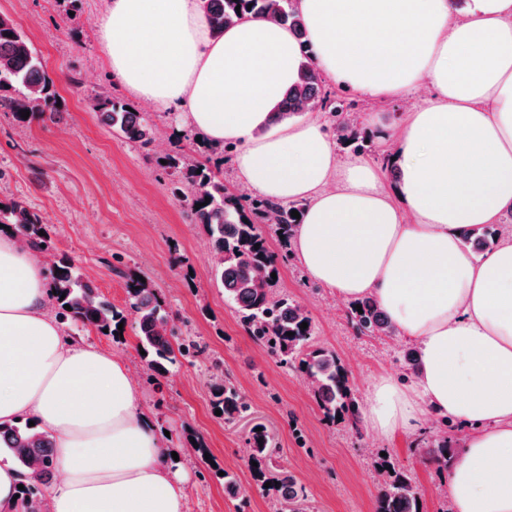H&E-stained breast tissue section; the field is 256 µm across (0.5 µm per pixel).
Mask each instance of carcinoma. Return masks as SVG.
<instances>
[{"label": "carcinoma", "instance_id": "obj_1", "mask_svg": "<svg viewBox=\"0 0 512 512\" xmlns=\"http://www.w3.org/2000/svg\"><path fill=\"white\" fill-rule=\"evenodd\" d=\"M202 7L212 29L218 33L247 17L266 16L288 27L296 38L307 35L305 22L296 0H202ZM58 93L48 76L36 48L28 36L5 14H0V108L12 112L22 125L27 121L21 112L30 111L29 119L56 111ZM305 106H317L336 116L343 105L323 91L316 63L302 53L298 74L283 101L275 108L277 119L293 117ZM94 110L125 140L147 148L154 144L157 130L145 113L100 93L94 97ZM164 168L177 177L173 193L179 197L192 221L200 224L210 238L214 255V279L224 288V297L234 304L246 332L255 341L279 357L285 366H296L309 380L316 404L328 422L341 421L350 428L357 426L360 398L349 374L336 353L313 342V328H300L311 323L305 309L288 294L276 288L271 274L278 272L276 259L258 220L267 213L277 214L272 225L274 235L282 243L290 240L300 220L291 216L303 212L300 203L288 207L268 199L240 195L224 185V181L201 159L178 147L165 154ZM202 207H197V204ZM0 224L13 229L26 246L46 254L51 249L50 236L40 213L22 200L11 199L0 208ZM498 231L489 224L463 233V243L481 252L496 241ZM52 307L61 321L92 327L98 333L113 336L125 322V311L107 301L91 282L77 270L73 261L53 256L49 269ZM129 309L135 315L139 347L146 370L154 379L164 378L177 357H196L202 353L198 341L181 339L165 307L163 299L148 283L133 279L127 283ZM362 311H357L356 305ZM70 309H65V306ZM349 317L357 329L370 335H396L393 324L377 303L365 297L350 307ZM213 408L222 411L226 422L244 419L251 414L247 396L222 373H215L208 383ZM439 436L435 439L440 460L448 461V418L437 420ZM248 459L258 463L254 468L256 483L263 484L272 476L278 490L276 512H306L308 492L291 472L279 469L267 428L257 423L247 440ZM15 459L24 477L22 500L29 512H39V485L49 481L56 469L54 449L49 438L21 419L0 425V451ZM374 471L382 478L376 501V512H422L417 501L422 499L419 487L405 472L395 469L390 457L378 456Z\"/></svg>", "mask_w": 512, "mask_h": 512}]
</instances>
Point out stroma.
<instances>
[{
    "mask_svg": "<svg viewBox=\"0 0 512 512\" xmlns=\"http://www.w3.org/2000/svg\"><path fill=\"white\" fill-rule=\"evenodd\" d=\"M102 6L103 0H0V13L25 31L42 56L62 111L60 120L42 117L23 126L0 111V199L39 209L53 253L68 255L115 305L127 299V279L143 277L182 331L199 338L207 350L157 383L142 367L133 329L116 339L69 323L66 333L130 363L143 408L166 431V445L181 453L191 489L189 512H271L273 501L257 488L247 460L246 437L255 423L266 426L279 465L306 486L310 512H375L379 486L372 477L373 461L383 451L423 491L425 512H437L447 470L433 451L432 418L390 439L362 420L353 428L326 423L308 379L248 336L214 280L207 236L174 198V178L159 161L169 140L144 148L97 118L93 97L105 91L148 113L164 131L174 123L172 116L151 111L112 79L96 38ZM322 85L348 105L353 126L365 138L363 156L380 166L385 181H392L375 133L362 122L371 104L331 80ZM269 246L279 257V288L305 308L316 342L336 352L359 395H366L382 375L411 383L402 358L405 341L358 333L345 302L311 281L277 239H270ZM116 264L122 275L113 273ZM217 371L249 398L248 418L228 424L216 416L207 381ZM195 435L204 438L209 462L194 451ZM218 468L234 472L248 488V504L225 495L223 481L214 475Z\"/></svg>",
    "mask_w": 512,
    "mask_h": 512,
    "instance_id": "1",
    "label": "stroma"
}]
</instances>
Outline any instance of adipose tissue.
Returning a JSON list of instances; mask_svg holds the SVG:
<instances>
[{"label":"adipose tissue","mask_w":512,"mask_h":512,"mask_svg":"<svg viewBox=\"0 0 512 512\" xmlns=\"http://www.w3.org/2000/svg\"><path fill=\"white\" fill-rule=\"evenodd\" d=\"M320 71L365 99L417 91L365 124L400 171L340 155L320 117L273 124L295 79L288 29L250 19L213 34L200 0H107L96 18L113 77L197 136L238 147V180L305 208L293 244L340 298L373 297L413 344L409 386L382 376L365 419L380 436L425 414L469 428L448 468L454 512H512V237L478 259L464 229L512 209V0H299ZM33 421L64 478L48 512H188V488L123 357L64 335L39 254L0 228V423Z\"/></svg>","instance_id":"1"}]
</instances>
